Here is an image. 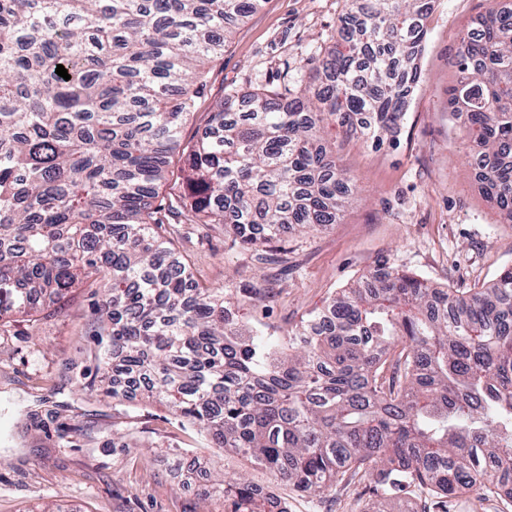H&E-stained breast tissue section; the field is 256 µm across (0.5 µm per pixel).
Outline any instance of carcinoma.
I'll return each mask as SVG.
<instances>
[{
	"instance_id": "cac0c4a2",
	"label": "carcinoma",
	"mask_w": 512,
	"mask_h": 512,
	"mask_svg": "<svg viewBox=\"0 0 512 512\" xmlns=\"http://www.w3.org/2000/svg\"><path fill=\"white\" fill-rule=\"evenodd\" d=\"M261 2L0 0V326L104 279L112 399L142 387L303 492L366 482L373 512L398 494H497L512 478V267L462 294L381 267L280 340L244 328L161 234L216 224L257 249L337 223L356 185L324 129L361 122L380 143L419 83L433 0H364L343 47L315 58L316 88L229 93L182 145L205 65ZM492 2L460 33L449 101L512 219V0ZM224 501L263 512L237 480Z\"/></svg>"
}]
</instances>
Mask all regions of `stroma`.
I'll return each mask as SVG.
<instances>
[{"instance_id":"35a3bbf8","label":"stroma","mask_w":512,"mask_h":512,"mask_svg":"<svg viewBox=\"0 0 512 512\" xmlns=\"http://www.w3.org/2000/svg\"><path fill=\"white\" fill-rule=\"evenodd\" d=\"M490 5L436 0L420 80L393 142L374 146L360 126L330 130L337 165L360 186L340 223L285 232L267 245L265 264L222 227L165 225L194 279L222 289L240 323L283 335L381 265L457 293L512 267V223L486 201L471 164L481 148L448 111L459 34ZM357 6L265 0L209 63L199 110L181 127L183 144L201 136L205 113L226 94L307 84L315 57ZM104 289L83 283L62 300L43 299L45 315L14 316L0 332V512H224L223 495L206 489L226 476L273 494L288 512H371L376 496L364 485L340 483L324 498L299 492L211 447L167 406L138 394L113 401L92 334Z\"/></svg>"}]
</instances>
